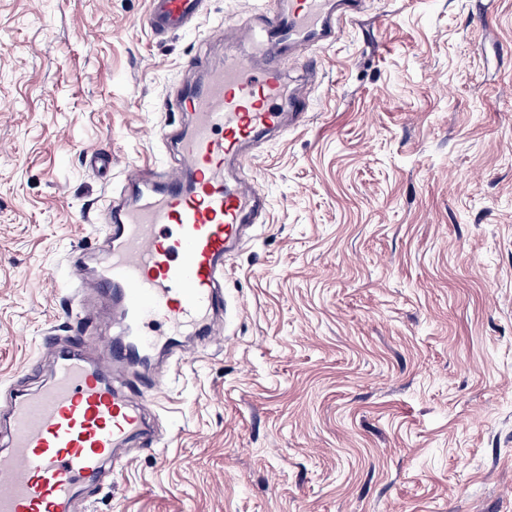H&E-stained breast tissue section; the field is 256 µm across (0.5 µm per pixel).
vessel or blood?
Instances as JSON below:
<instances>
[{"label": "vessel or blood", "instance_id": "obj_1", "mask_svg": "<svg viewBox=\"0 0 512 512\" xmlns=\"http://www.w3.org/2000/svg\"><path fill=\"white\" fill-rule=\"evenodd\" d=\"M363 2L278 0L232 38L237 44L263 32L261 55H229L190 95L171 101L190 116L173 135L179 164L136 168L127 178L132 203L100 210L97 221L107 228L101 275L83 276L82 249L71 254L82 310L95 297L110 298L122 311L120 331L99 337L93 360L85 340L74 337L72 346L56 349L47 387L15 394L0 444V512H76L77 489L98 486L119 449L151 435L146 405L166 380L130 379L123 371L156 349L175 348L180 337H217L224 260L241 228L258 223L266 208L240 171L243 150L303 122L308 105L289 90L285 72L304 45L335 41L337 25ZM201 5L150 0L147 23L159 34L181 30Z\"/></svg>", "mask_w": 512, "mask_h": 512}]
</instances>
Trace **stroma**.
Returning a JSON list of instances; mask_svg holds the SVG:
<instances>
[{
	"label": "stroma",
	"instance_id": "35a3bbf8",
	"mask_svg": "<svg viewBox=\"0 0 512 512\" xmlns=\"http://www.w3.org/2000/svg\"><path fill=\"white\" fill-rule=\"evenodd\" d=\"M0 0V406L81 319L68 255L133 168L173 165L164 96L264 0ZM301 125L242 163L267 199L226 262L224 341L154 354L160 436L79 512H512V0H365L307 47ZM197 68H189L192 59ZM202 3V0H150L147 23L157 34L184 29L196 21Z\"/></svg>",
	"mask_w": 512,
	"mask_h": 512
}]
</instances>
